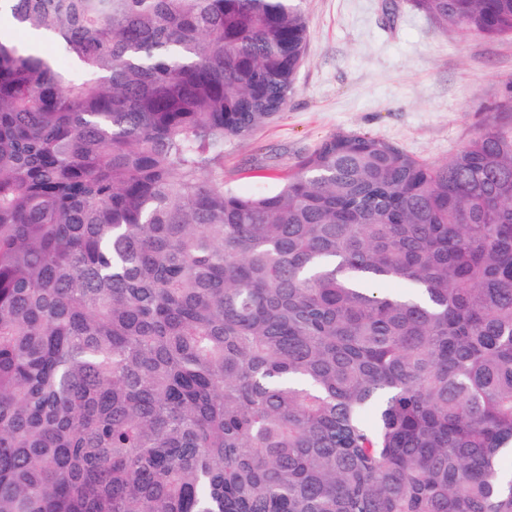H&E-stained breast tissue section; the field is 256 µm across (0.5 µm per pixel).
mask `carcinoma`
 <instances>
[{"label":"carcinoma","mask_w":512,"mask_h":512,"mask_svg":"<svg viewBox=\"0 0 512 512\" xmlns=\"http://www.w3.org/2000/svg\"><path fill=\"white\" fill-rule=\"evenodd\" d=\"M299 2L0 0V512H512V126L224 188Z\"/></svg>","instance_id":"1"}]
</instances>
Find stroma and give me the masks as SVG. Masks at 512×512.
Instances as JSON below:
<instances>
[{
	"mask_svg": "<svg viewBox=\"0 0 512 512\" xmlns=\"http://www.w3.org/2000/svg\"><path fill=\"white\" fill-rule=\"evenodd\" d=\"M302 0L309 33L285 112L224 146V185L275 191L329 135L371 134L431 163L512 120V37L442 28L413 0Z\"/></svg>",
	"mask_w": 512,
	"mask_h": 512,
	"instance_id": "obj_1",
	"label": "stroma"
}]
</instances>
